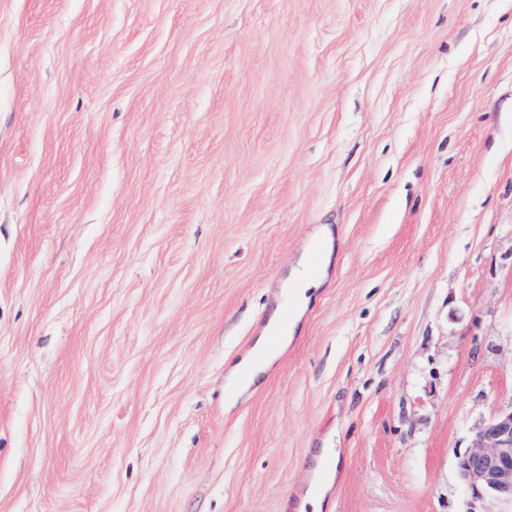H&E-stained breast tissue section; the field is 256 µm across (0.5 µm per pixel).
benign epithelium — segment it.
Wrapping results in <instances>:
<instances>
[{"mask_svg": "<svg viewBox=\"0 0 512 512\" xmlns=\"http://www.w3.org/2000/svg\"><path fill=\"white\" fill-rule=\"evenodd\" d=\"M456 466L467 497L512 504V410L480 424L471 446L457 454Z\"/></svg>", "mask_w": 512, "mask_h": 512, "instance_id": "7a95c632", "label": "benign epithelium"}]
</instances>
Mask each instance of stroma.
<instances>
[{"label":"stroma","instance_id":"stroma-1","mask_svg":"<svg viewBox=\"0 0 512 512\" xmlns=\"http://www.w3.org/2000/svg\"><path fill=\"white\" fill-rule=\"evenodd\" d=\"M510 409L512 0H0V512H512ZM319 281L306 273V261L299 263V268L295 270L291 281V294L294 297L296 306L303 309L311 300L308 292L312 288H318ZM288 327H283L280 324L276 314L271 317L264 331L265 334L259 337L253 350L230 371L224 388V397H226L228 403H233L243 391L244 387L253 384L255 380L269 368L275 353L267 344L268 333L275 332L283 334L290 331V326ZM246 369L250 372V379L247 385H242L244 383L240 381V376L238 375ZM456 466L471 500L488 497L512 505V409L476 428L471 446L457 454Z\"/></svg>","mask_w":512,"mask_h":512}]
</instances>
